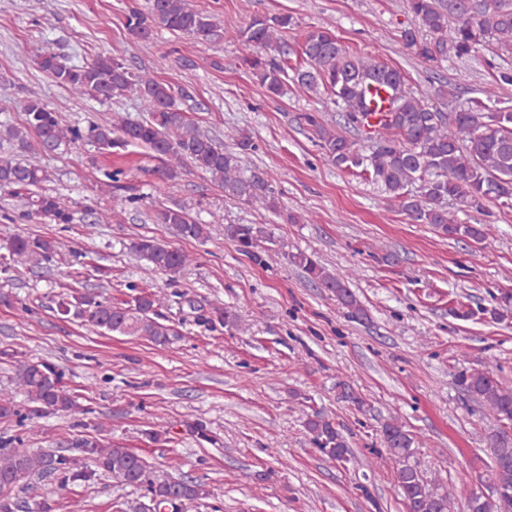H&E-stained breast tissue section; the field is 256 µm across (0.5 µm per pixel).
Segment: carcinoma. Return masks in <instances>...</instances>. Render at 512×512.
Instances as JSON below:
<instances>
[{
    "mask_svg": "<svg viewBox=\"0 0 512 512\" xmlns=\"http://www.w3.org/2000/svg\"><path fill=\"white\" fill-rule=\"evenodd\" d=\"M405 6L417 28L402 31L401 40L432 67L479 50L494 58L512 55V0H405ZM158 26L202 42L223 39L244 45L251 50L247 64L271 95L283 93L290 84L304 94L326 92L343 124L330 125L317 111L304 115L323 158L341 170L361 169L412 222L429 224L448 238L482 243L489 236L487 224H464L455 212L466 208L480 212L489 201L512 207V105H504L493 92L484 90L482 96L471 97L446 113L433 97L452 100L459 84L441 85L433 97L414 92L399 69L346 49L325 28L304 34V64L292 66L287 57L273 55L281 49L282 33L295 26L288 13L253 15L246 26L237 29L221 25L213 15L194 8L190 0H146L145 8L132 6L126 14L125 27L135 42L149 43ZM35 63L73 96H91L102 103L135 97L148 117L134 122L118 116L111 123L92 122L81 128L63 123L58 112L38 99L21 100V126L0 130V139L14 143L17 150L11 158H0V190L23 203L1 219L10 224L72 223L70 203L43 191L49 174L41 155L63 145L84 143L104 151L147 148L161 159L158 175L164 181L176 182L191 166L220 183L229 199L248 205L259 202L279 212V191L264 173L254 169L246 175L242 171V163L256 149L249 131L227 129L224 139L231 148H224L178 107L171 84L144 69L131 68L121 58L100 55L90 64L68 66L55 53L44 50L35 56ZM347 128L366 135L371 142L369 153H363L362 145L345 134ZM31 135L36 138L34 144ZM153 221L167 225L185 240L203 241L209 236V225L199 223L180 207L156 206ZM225 232L245 256L263 263L260 242L271 240L266 228L229 224ZM61 246L55 237L17 234L7 246L4 266L51 264L61 254ZM130 249L153 271L176 274L193 262L188 252L150 236L135 238ZM285 257L309 281L333 294L350 318L368 319L346 275L326 270L313 255L302 251L287 252ZM64 288L59 313L77 320L86 330L136 336L159 345L168 342L171 328L159 322L156 295L149 286L135 287L137 294L121 302L100 300L71 284ZM230 319V313L214 307L201 311L197 323L214 330ZM64 377L60 368L46 362L21 365L15 389L0 390V419L13 420L31 431L37 419L50 413H91L68 389ZM457 381L497 421L512 423L511 382L488 368L462 372ZM19 394L27 402L23 410L16 401ZM304 426L325 456L337 462L348 460L351 450L332 419L315 413L307 417ZM380 432L396 463L395 478L407 512H450L448 492L433 486L412 463L414 440L404 426L390 418L381 424ZM73 444L84 449L93 468L79 469L65 455L33 453L25 448L0 453V512H18L21 505L10 496L11 489L23 488L30 478L46 475L56 476L62 488L87 483L99 472L110 475L122 484L144 489L151 512H192L197 500L211 495L206 485L156 470L129 448L106 445L91 435L77 438ZM490 478L503 506L511 508L512 449L508 459L492 469Z\"/></svg>",
    "mask_w": 512,
    "mask_h": 512,
    "instance_id": "cac0c4a2",
    "label": "carcinoma"
}]
</instances>
